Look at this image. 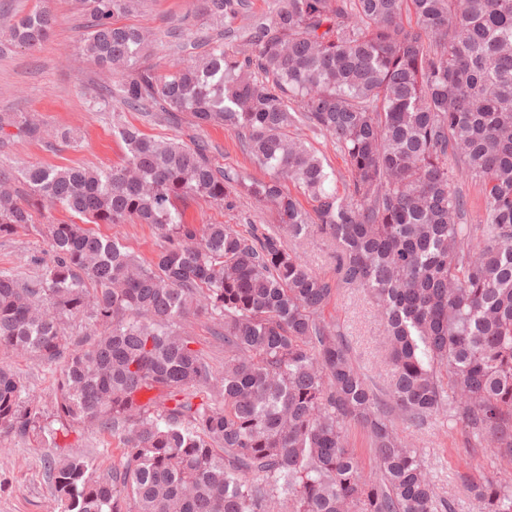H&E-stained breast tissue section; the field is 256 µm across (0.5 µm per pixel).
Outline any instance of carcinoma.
Listing matches in <instances>:
<instances>
[{
    "instance_id": "carcinoma-1",
    "label": "carcinoma",
    "mask_w": 512,
    "mask_h": 512,
    "mask_svg": "<svg viewBox=\"0 0 512 512\" xmlns=\"http://www.w3.org/2000/svg\"><path fill=\"white\" fill-rule=\"evenodd\" d=\"M198 2L207 49L161 71L147 64L150 30L119 21L142 0H74L80 56L117 77L99 100L121 105L125 156L109 170L0 166V236L55 206L81 220L45 225L36 277L0 272V352L61 364L47 413L0 363V430L52 439L54 424L80 421L121 435L106 474L82 455L46 460L58 512H439L422 460L322 312L339 286L371 292L390 409L419 429L447 412L466 447L512 463V0H276L242 26L245 0ZM55 25L40 6L5 27L0 51L37 50ZM125 109L221 125L266 178L219 165L203 140H156ZM44 135L26 112L0 116V147ZM466 180L484 196L475 226ZM242 193L275 223L198 227L177 208L201 197L230 210ZM132 220L163 241L149 261L87 228ZM314 231L335 247L334 281L285 242ZM191 317L213 322L223 371L192 347ZM83 318L100 328L86 345L64 327ZM352 424L373 479L348 448ZM469 488L479 512H512L508 474ZM349 443L351 448L359 457L363 471L366 475L373 472L374 456L365 432L358 426H352L349 429Z\"/></svg>"
}]
</instances>
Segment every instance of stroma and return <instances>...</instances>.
I'll return each mask as SVG.
<instances>
[{
  "instance_id": "35a3bbf8",
  "label": "stroma",
  "mask_w": 512,
  "mask_h": 512,
  "mask_svg": "<svg viewBox=\"0 0 512 512\" xmlns=\"http://www.w3.org/2000/svg\"><path fill=\"white\" fill-rule=\"evenodd\" d=\"M57 24L45 45L36 52L16 49L0 55V114L26 112L48 132L71 130L73 142L15 140L0 149V165L21 167L79 166L93 164L109 168L120 164L124 146L112 135V114L97 111L93 100L102 87L111 85L110 73L83 64L75 54L82 37V21L72 9V0H51ZM125 23L148 26L154 40L151 64L163 65L171 45L195 34L201 19L195 0H146L143 13L125 16ZM200 138L213 146L219 165L231 167L253 178L263 173L243 151L238 139L224 127L201 130ZM190 224H235L246 229L250 224H270L274 214L255 200L241 198L236 209L203 199H188L178 204ZM96 232L119 239L129 250L151 259L162 241L148 224H99ZM49 257L45 234L30 230L0 237V271L20 277L36 275L42 260ZM325 320L335 324L350 349L355 365L365 375L377 396H385L390 384L386 339L382 322L371 296L360 288L337 289L323 311ZM8 362L22 382L51 408L56 394L57 365L41 358L11 353ZM413 448L419 452L437 492L448 505L446 512H477L478 505L467 489L464 476L478 471L496 475L511 467L491 456L486 448H466L459 430L450 429L446 415L433 417L430 424L415 429L399 422ZM123 451L120 436L81 423L58 431L55 440L39 442L33 437L0 435V512H52L54 504L44 468L48 457L61 458L78 452L90 459L97 473L118 466Z\"/></svg>"
}]
</instances>
